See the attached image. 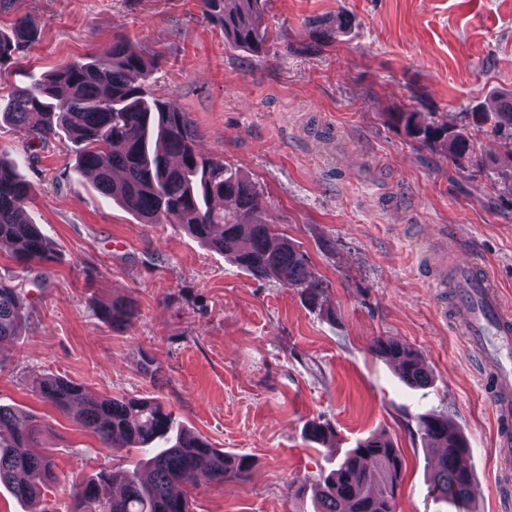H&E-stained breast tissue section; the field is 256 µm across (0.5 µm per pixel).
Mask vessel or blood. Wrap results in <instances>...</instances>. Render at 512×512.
I'll list each match as a JSON object with an SVG mask.
<instances>
[{
  "label": "vessel or blood",
  "instance_id": "b4317fda",
  "mask_svg": "<svg viewBox=\"0 0 512 512\" xmlns=\"http://www.w3.org/2000/svg\"><path fill=\"white\" fill-rule=\"evenodd\" d=\"M452 286L455 319L483 359L493 403L501 418L512 417V307L477 261L459 262Z\"/></svg>",
  "mask_w": 512,
  "mask_h": 512
}]
</instances>
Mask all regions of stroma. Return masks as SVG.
Listing matches in <instances>:
<instances>
[{
	"mask_svg": "<svg viewBox=\"0 0 512 512\" xmlns=\"http://www.w3.org/2000/svg\"><path fill=\"white\" fill-rule=\"evenodd\" d=\"M40 39L0 92L102 53L114 37L149 54L152 96L185 112L201 155L263 193L262 223L305 254L322 291L256 278L177 224H146L99 192L64 143L29 153L0 127V152L31 186L27 215L50 262L0 248V282L22 290L26 325L0 344V404L33 414L58 480L47 512H74L73 483L141 464L43 402L62 377L95 398L158 397L176 426L251 458L240 479L185 480L191 512H312L297 496L349 448L385 436L403 458L397 512H462L438 496L418 430L442 415L471 445L476 512H512L482 360L452 317L448 271L484 263L512 303V154L478 136L486 167L457 169L409 138L394 112L462 113L512 90V0H267L260 54L225 41L200 0H20ZM140 315L113 326L101 304ZM394 339L428 365L405 385L371 350ZM150 357L154 372L142 367ZM329 423L318 444L309 422Z\"/></svg>",
	"mask_w": 512,
	"mask_h": 512,
	"instance_id": "stroma-1",
	"label": "stroma"
}]
</instances>
